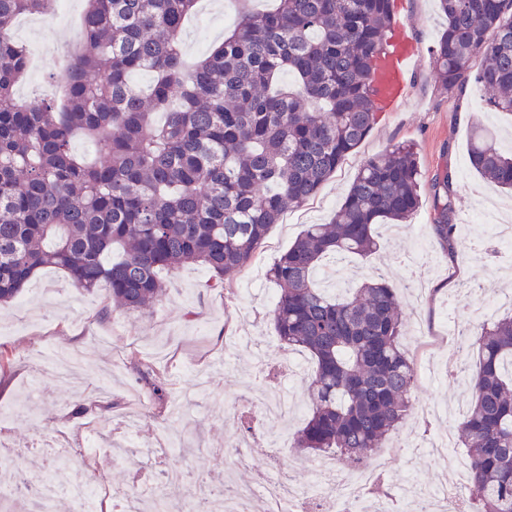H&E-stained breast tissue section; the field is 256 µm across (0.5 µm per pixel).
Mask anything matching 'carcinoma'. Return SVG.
Masks as SVG:
<instances>
[{"label": "carcinoma", "mask_w": 512, "mask_h": 512, "mask_svg": "<svg viewBox=\"0 0 512 512\" xmlns=\"http://www.w3.org/2000/svg\"><path fill=\"white\" fill-rule=\"evenodd\" d=\"M394 2L244 9L187 69L181 31L196 0H86L83 49L58 76V102L17 97L28 51L11 35L17 16L49 14L55 0H0V303L45 267L87 291L107 287L129 312L164 295L162 270L201 264L224 287L379 122L372 69ZM438 8L448 20L433 50L441 90L461 93L474 79L488 107L512 112V0ZM137 72L152 74L144 89L130 81ZM285 76L293 86L281 85ZM79 137L104 161L78 154ZM470 161L484 181L512 189V155L492 139L474 135ZM455 196L445 168L431 180V227L451 258ZM420 205L415 148L396 145L365 160L331 223L307 225L269 269L280 348L314 364L294 447L359 464L406 422L417 374L396 289L377 276L331 295L316 274L328 256L371 254L376 226L406 222ZM472 338L478 368L458 421L470 461L463 496L471 512H512V312ZM133 369L162 409L165 375L141 360Z\"/></svg>", "instance_id": "obj_1"}]
</instances>
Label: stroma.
I'll list each match as a JSON object with an SVG mask.
<instances>
[{"mask_svg": "<svg viewBox=\"0 0 512 512\" xmlns=\"http://www.w3.org/2000/svg\"><path fill=\"white\" fill-rule=\"evenodd\" d=\"M235 7L234 0H203L182 31L188 62L204 58L223 39L236 18ZM84 8L85 0H68L65 19L46 18L31 33L30 44L65 46L73 36L70 23L81 19ZM396 8L408 21L418 53L409 99L398 111L382 116L323 185L316 200L283 215L252 261L226 288L211 287L212 274L206 268L185 265L162 272L165 297L149 310L132 314L113 303L106 289L88 292L72 285L62 271L45 269L21 300L0 305V352L11 358L9 369L0 372V412H14L15 426L8 438L21 446L22 459L33 473L51 469L54 460L32 447V440L80 444L92 425L95 445L85 451V473L103 479L110 488L132 489L133 475L141 468L126 441L114 433L113 424L123 412L133 410L141 419L140 441L168 435L180 442L144 468L152 477L175 468L224 473L236 485L254 482L267 451L244 447L243 435L228 411L241 406L245 397H259L265 386L253 374V344H260L275 364L287 358L270 316L276 285L267 272L305 225L331 220L368 157L410 143L419 162L422 206L396 230L378 226L377 251L365 259L346 256L343 278L356 286L366 277L384 275L406 307L403 347L435 377L417 381L406 425L385 442L397 450L388 466L397 475L400 496L406 490V477L426 485L438 482L441 464L415 452L413 446L455 429L457 423L446 417L420 416L417 409L425 402L466 405V385L460 377L448 375L454 360V339L448 329L469 332L471 308L486 304V287L500 281L505 266H512V254L505 252L491 260L473 249L484 238L478 214L488 209L500 216L512 211V194L486 185L470 165L469 143L482 128L497 138L512 134V114L487 107L486 92L477 82H469L458 96L440 89L430 50L446 20L436 0H397ZM444 168L457 180L452 222L458 255L453 259L445 257L429 231L430 184ZM455 298L460 307L452 312L448 305ZM228 336L244 341L229 358L224 355ZM44 350L64 351L75 358L68 378L59 381L41 371L38 355ZM134 356L167 377L166 402L158 416H150L149 398L130 368ZM33 379L38 390L31 393L26 385ZM90 400L111 403L108 417L95 412L72 417L76 405Z\"/></svg>", "mask_w": 512, "mask_h": 512, "instance_id": "stroma-1", "label": "stroma"}]
</instances>
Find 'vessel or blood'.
Listing matches in <instances>:
<instances>
[{"mask_svg": "<svg viewBox=\"0 0 512 512\" xmlns=\"http://www.w3.org/2000/svg\"><path fill=\"white\" fill-rule=\"evenodd\" d=\"M414 56L413 42L407 34L405 23L394 20L390 48L378 56L373 75L381 111H398L408 99Z\"/></svg>", "mask_w": 512, "mask_h": 512, "instance_id": "b4317fda", "label": "vessel or blood"}]
</instances>
